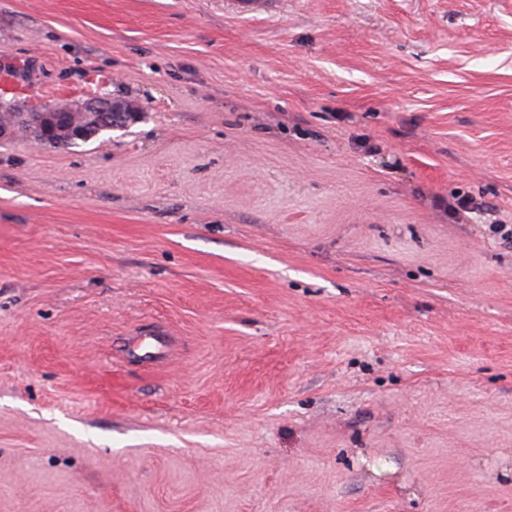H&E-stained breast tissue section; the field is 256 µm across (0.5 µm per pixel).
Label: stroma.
I'll return each mask as SVG.
<instances>
[{"mask_svg": "<svg viewBox=\"0 0 512 512\" xmlns=\"http://www.w3.org/2000/svg\"><path fill=\"white\" fill-rule=\"evenodd\" d=\"M233 2L0 0L140 111L0 140V512H512V0Z\"/></svg>", "mask_w": 512, "mask_h": 512, "instance_id": "35a3bbf8", "label": "stroma"}]
</instances>
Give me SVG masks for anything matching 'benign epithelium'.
<instances>
[{
  "label": "benign epithelium",
  "mask_w": 512,
  "mask_h": 512,
  "mask_svg": "<svg viewBox=\"0 0 512 512\" xmlns=\"http://www.w3.org/2000/svg\"><path fill=\"white\" fill-rule=\"evenodd\" d=\"M133 105L105 97H92L81 106L71 108L59 105H46L36 109L30 137L37 143L71 142L84 137V120L94 113H112L114 122L104 124L106 128H116L128 119L127 113L135 112Z\"/></svg>",
  "instance_id": "obj_1"
}]
</instances>
